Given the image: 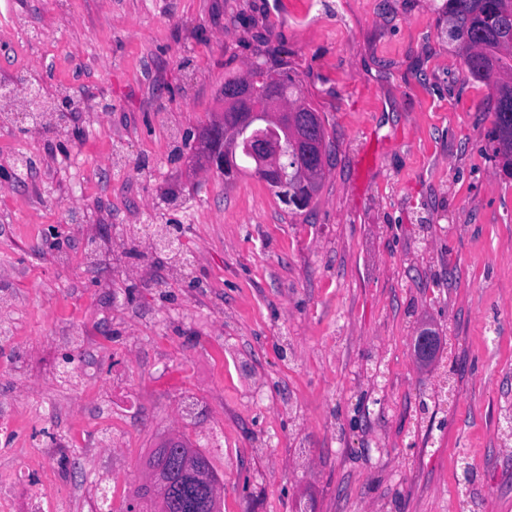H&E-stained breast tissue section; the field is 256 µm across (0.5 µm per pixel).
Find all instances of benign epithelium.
Segmentation results:
<instances>
[{
	"label": "benign epithelium",
	"mask_w": 512,
	"mask_h": 512,
	"mask_svg": "<svg viewBox=\"0 0 512 512\" xmlns=\"http://www.w3.org/2000/svg\"><path fill=\"white\" fill-rule=\"evenodd\" d=\"M37 95L29 93L18 118L35 126H61L69 119L74 103L63 99L56 109L47 112L33 110ZM295 112L288 98L279 91H269L257 97L256 88L247 79L240 88L224 95V113L212 128V136L224 144V155L209 156L206 162L213 168H224V157L243 156L253 165V172L266 182L284 188L288 170H299L303 179H314L325 169V142L318 130L317 118L308 125L296 126Z\"/></svg>",
	"instance_id": "7a95c632"
}]
</instances>
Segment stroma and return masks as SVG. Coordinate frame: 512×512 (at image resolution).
<instances>
[{
	"instance_id": "obj_1",
	"label": "stroma",
	"mask_w": 512,
	"mask_h": 512,
	"mask_svg": "<svg viewBox=\"0 0 512 512\" xmlns=\"http://www.w3.org/2000/svg\"><path fill=\"white\" fill-rule=\"evenodd\" d=\"M438 2L0 0V82L79 105L0 106V402L48 501L124 512L177 436L224 512H512V179ZM256 62L329 137L303 210L204 159ZM38 98L37 95L28 92L27 98L22 104L23 112H17L21 122L31 123L34 126H61L66 123L74 110V103L70 99H62L52 112H34L33 107Z\"/></svg>"
}]
</instances>
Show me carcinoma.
Instances as JSON below:
<instances>
[{"instance_id": "carcinoma-1", "label": "carcinoma", "mask_w": 512, "mask_h": 512, "mask_svg": "<svg viewBox=\"0 0 512 512\" xmlns=\"http://www.w3.org/2000/svg\"><path fill=\"white\" fill-rule=\"evenodd\" d=\"M443 0L439 20L448 25L449 44L461 51L470 76L493 83L497 93L489 138L505 168H512V0ZM277 87L297 98L298 112L315 111L302 100L299 84L286 73L277 75ZM148 470L160 473L164 491L137 487L126 512H221V499L211 486L220 484L207 456L184 442L152 449Z\"/></svg>"}]
</instances>
